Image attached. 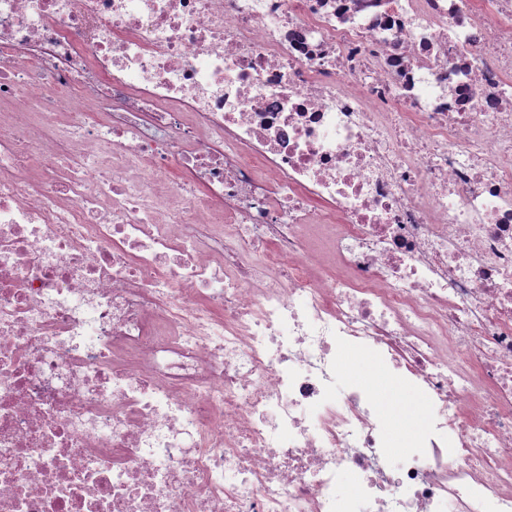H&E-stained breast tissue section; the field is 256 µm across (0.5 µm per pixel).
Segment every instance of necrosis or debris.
<instances>
[{
    "instance_id": "1",
    "label": "necrosis or debris",
    "mask_w": 512,
    "mask_h": 512,
    "mask_svg": "<svg viewBox=\"0 0 512 512\" xmlns=\"http://www.w3.org/2000/svg\"><path fill=\"white\" fill-rule=\"evenodd\" d=\"M345 476L512 512V0H0V512ZM363 356L367 358L369 363H365L361 359ZM358 371H363L372 380L374 401L380 413L390 416L408 413L412 417H416L417 408L413 409L416 402L414 395H408L400 390V410H393L386 403L383 395L386 386L393 385V383L398 385V383L395 381L392 370L379 364L374 354L366 349L350 350L345 362L342 363L339 374L336 376V391H342L347 383L352 382L354 374ZM375 372H378L381 383L376 380Z\"/></svg>"
}]
</instances>
